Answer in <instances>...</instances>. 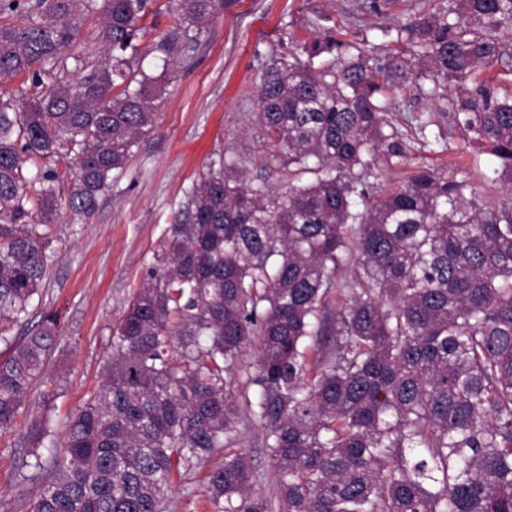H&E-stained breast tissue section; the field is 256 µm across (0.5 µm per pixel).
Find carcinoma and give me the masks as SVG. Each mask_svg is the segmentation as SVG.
Here are the masks:
<instances>
[{"mask_svg":"<svg viewBox=\"0 0 512 512\" xmlns=\"http://www.w3.org/2000/svg\"><path fill=\"white\" fill-rule=\"evenodd\" d=\"M150 3L0 0V80L46 85L0 93V433L59 339L53 313L27 331L48 228L61 205L95 210L173 72L137 68ZM231 4L177 0L167 55ZM97 10L104 56L67 53ZM380 33L383 56L326 37L262 67L266 170L288 168V187L224 160L196 184L31 512H164L173 475L237 441L242 377L277 502L238 451L208 476L211 512H512V0H440ZM407 87L404 132L391 106ZM476 148L506 198L475 188ZM448 153L451 170L426 162ZM399 167L412 173L386 186ZM49 436L47 417L28 423L37 475Z\"/></svg>","mask_w":512,"mask_h":512,"instance_id":"cac0c4a2","label":"carcinoma"}]
</instances>
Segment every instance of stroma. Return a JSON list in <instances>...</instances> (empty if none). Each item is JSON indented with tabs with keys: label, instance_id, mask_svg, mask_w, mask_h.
<instances>
[{
	"label": "stroma",
	"instance_id": "1",
	"mask_svg": "<svg viewBox=\"0 0 512 512\" xmlns=\"http://www.w3.org/2000/svg\"><path fill=\"white\" fill-rule=\"evenodd\" d=\"M373 0H236L205 28L197 44L175 58L173 79L161 92L152 127L133 149L123 170L86 217L60 210L50 226L51 256L31 309L59 316V343L42 379L27 394L23 420L0 434V512H30L43 476L25 467L26 423L47 416L56 442H63L76 409L101 382L110 356L112 326L128 302L150 280L154 253L181 219L194 186L220 157L237 160L250 184L277 187L262 165L254 95L263 64L287 54L293 40L331 36L357 41L380 26L414 17L438 0H391L373 10ZM143 38L147 73L158 74L164 54L158 35L176 24L174 0H152ZM240 448L251 458L257 486L274 495L269 451L249 410H242ZM208 458L172 478L165 512H210Z\"/></svg>",
	"mask_w": 512,
	"mask_h": 512
}]
</instances>
